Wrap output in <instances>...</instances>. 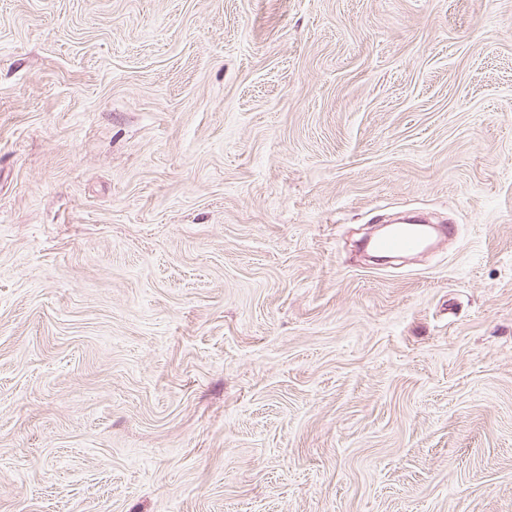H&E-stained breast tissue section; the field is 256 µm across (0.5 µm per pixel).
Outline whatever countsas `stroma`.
Returning <instances> with one entry per match:
<instances>
[{"label":"stroma","mask_w":512,"mask_h":512,"mask_svg":"<svg viewBox=\"0 0 512 512\" xmlns=\"http://www.w3.org/2000/svg\"><path fill=\"white\" fill-rule=\"evenodd\" d=\"M0 512H512V0H0ZM428 227L426 224H393L390 233L372 242L370 247L383 254L416 252L428 243Z\"/></svg>","instance_id":"stroma-1"}]
</instances>
